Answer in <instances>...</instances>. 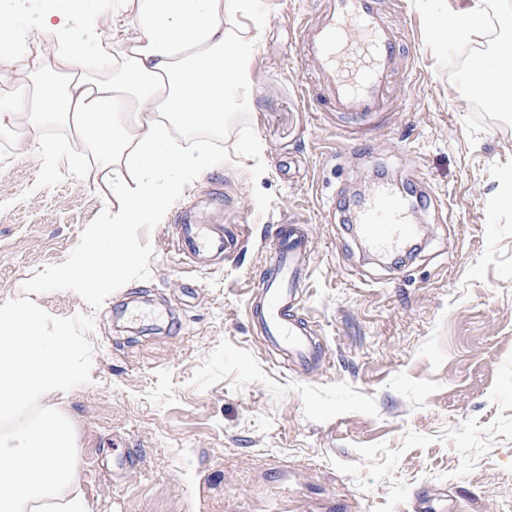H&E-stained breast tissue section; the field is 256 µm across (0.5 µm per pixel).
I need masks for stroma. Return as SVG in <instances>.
I'll return each mask as SVG.
<instances>
[{
    "label": "stroma",
    "instance_id": "1",
    "mask_svg": "<svg viewBox=\"0 0 512 512\" xmlns=\"http://www.w3.org/2000/svg\"><path fill=\"white\" fill-rule=\"evenodd\" d=\"M408 47L393 101L349 129L314 98L293 25L322 0H262L251 103L221 134L179 138L224 157L191 180L111 290L47 284L38 304L84 343L87 384L68 411L95 512H512V112L467 93V45L431 17L471 0H384ZM265 146L255 165L245 146ZM54 174L0 132V293L25 296L70 259L106 206L79 173ZM437 208L414 255L369 253L348 221L371 173ZM236 239L199 267L176 220ZM308 221L316 250L298 314L322 360L306 375L267 354L253 319L275 225Z\"/></svg>",
    "mask_w": 512,
    "mask_h": 512
}]
</instances>
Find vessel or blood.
<instances>
[{
  "label": "vessel or blood",
  "mask_w": 512,
  "mask_h": 512,
  "mask_svg": "<svg viewBox=\"0 0 512 512\" xmlns=\"http://www.w3.org/2000/svg\"><path fill=\"white\" fill-rule=\"evenodd\" d=\"M316 18L297 24L300 54L317 75L316 94L324 111L337 112L354 125L382 111L392 93L400 64L397 29L388 21L382 0H323ZM357 231L376 249L415 240L417 228L406 218L401 197L383 187L356 215ZM179 252L223 255V234L182 224L175 240ZM315 252L305 224H280L274 230L268 271L259 282L255 318L266 340L301 360L312 359L315 346L308 321L296 313V296Z\"/></svg>",
  "instance_id": "b4317fda"
}]
</instances>
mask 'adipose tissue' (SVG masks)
Returning a JSON list of instances; mask_svg holds the SVG:
<instances>
[{"instance_id": "1", "label": "adipose tissue", "mask_w": 512, "mask_h": 512, "mask_svg": "<svg viewBox=\"0 0 512 512\" xmlns=\"http://www.w3.org/2000/svg\"><path fill=\"white\" fill-rule=\"evenodd\" d=\"M260 0H0V130L21 155L54 165L94 145V183L107 205L87 225L73 258L46 275L106 291L131 260L129 225L160 222L186 190L187 175L223 165L208 153L176 151V135L220 133L229 111L251 97L252 68L265 36ZM505 40L468 62L470 92L498 90L512 106V6L432 17L439 44L473 43L488 22ZM59 122L67 138L46 139ZM51 325L49 335L38 332ZM67 318L31 298H0V512H93L76 457L77 426L66 410L87 380Z\"/></svg>"}]
</instances>
